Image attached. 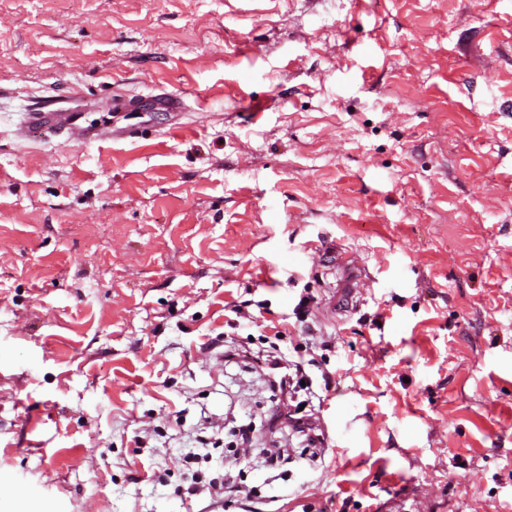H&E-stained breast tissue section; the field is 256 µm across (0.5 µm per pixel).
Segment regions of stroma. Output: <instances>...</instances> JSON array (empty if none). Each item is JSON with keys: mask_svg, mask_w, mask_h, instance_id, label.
Instances as JSON below:
<instances>
[{"mask_svg": "<svg viewBox=\"0 0 512 512\" xmlns=\"http://www.w3.org/2000/svg\"><path fill=\"white\" fill-rule=\"evenodd\" d=\"M165 92L180 118L114 103ZM57 103L97 139L26 128ZM332 243L367 272L344 315ZM278 332L325 447L224 360ZM1 486L0 512H512V0H0Z\"/></svg>", "mask_w": 512, "mask_h": 512, "instance_id": "1", "label": "stroma"}]
</instances>
